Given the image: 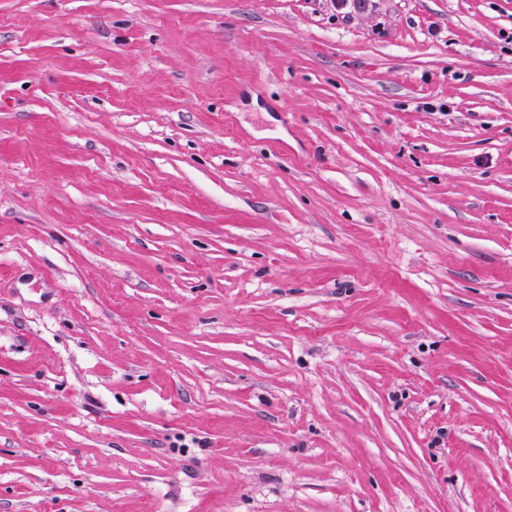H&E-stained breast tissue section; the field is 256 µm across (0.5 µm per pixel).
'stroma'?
<instances>
[{
    "instance_id": "35a3bbf8",
    "label": "stroma",
    "mask_w": 512,
    "mask_h": 512,
    "mask_svg": "<svg viewBox=\"0 0 512 512\" xmlns=\"http://www.w3.org/2000/svg\"><path fill=\"white\" fill-rule=\"evenodd\" d=\"M0 512H512V0H0Z\"/></svg>"
}]
</instances>
